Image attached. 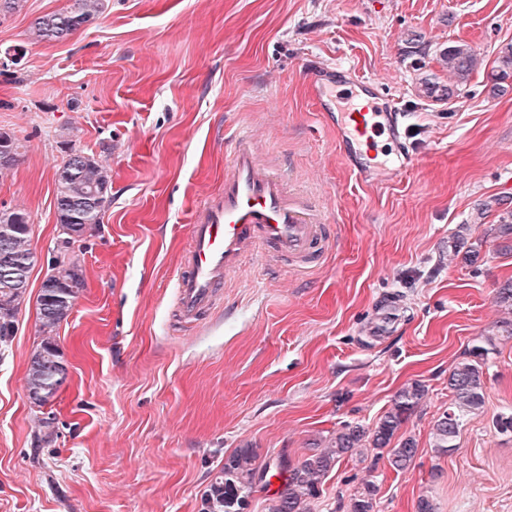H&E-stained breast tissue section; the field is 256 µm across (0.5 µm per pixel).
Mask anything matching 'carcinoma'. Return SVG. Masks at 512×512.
<instances>
[{
  "label": "carcinoma",
  "mask_w": 512,
  "mask_h": 512,
  "mask_svg": "<svg viewBox=\"0 0 512 512\" xmlns=\"http://www.w3.org/2000/svg\"><path fill=\"white\" fill-rule=\"evenodd\" d=\"M104 0H75L67 11L50 13L35 19L30 39L36 42L64 41L89 20L102 13ZM439 64L448 72V83L436 74L420 78L419 95L436 103H447L466 88L476 66L474 51L465 44L450 43L439 49ZM512 79V43L504 45L496 59L491 91H506ZM110 183L107 168L95 157L72 150L55 172V208L57 224L80 235L83 226L99 224L108 203ZM14 225L10 253L34 265L35 254L30 247V225L20 210L1 208L0 226ZM71 236L60 234L57 249L61 256L55 260L58 276L49 279L51 288H43L37 299L39 330L44 339L32 355L26 376L29 396L35 404L46 405L56 396L66 379V368L52 340L56 327L67 318L79 289L84 283L82 264H76L70 254ZM5 267L0 264V343L11 336L13 323L25 300L31 269L20 270L14 280H5ZM512 341V319L502 320L496 333L473 340L448 375L451 402L448 410L436 420L433 448L447 453L457 446L463 421L481 411L485 402V368L497 343ZM426 395L424 385L413 382L402 387L391 406L372 430L361 426H346L332 436L322 448H314L296 464L283 458L279 462L282 483L270 499L268 512H310V503L318 498L323 477L339 459L358 448H373L386 454L397 472L408 469L417 453L412 438H396L402 423L420 405ZM257 454L252 448H237L224 456V466L211 482L203 499V512H246L255 488ZM376 485L368 481L351 500V512H374Z\"/></svg>",
  "instance_id": "1"
}]
</instances>
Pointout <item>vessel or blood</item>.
<instances>
[{
    "label": "vessel or blood",
    "instance_id": "vessel-or-blood-1",
    "mask_svg": "<svg viewBox=\"0 0 512 512\" xmlns=\"http://www.w3.org/2000/svg\"><path fill=\"white\" fill-rule=\"evenodd\" d=\"M340 76L366 96L348 112L339 111L328 91ZM308 81L309 97L321 119L335 128L339 154L357 176H365L367 166L358 160L356 143L373 142L379 135L400 143L401 113L376 81L337 62L310 65ZM398 155L401 169L413 166L412 154L401 143ZM326 220L318 203L291 190L278 170L261 158L250 135L237 132L229 143L223 190L203 200L188 229V247L176 279L180 317L193 323L211 311L242 259L255 251L308 270L332 243Z\"/></svg>",
    "mask_w": 512,
    "mask_h": 512
}]
</instances>
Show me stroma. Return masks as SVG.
Wrapping results in <instances>:
<instances>
[{"mask_svg":"<svg viewBox=\"0 0 512 512\" xmlns=\"http://www.w3.org/2000/svg\"><path fill=\"white\" fill-rule=\"evenodd\" d=\"M74 0H24L0 19V132L23 146L0 173V207L24 210L36 256L0 352V512H201L225 454L298 462L346 425L374 428L405 385L427 394L402 424L414 464L372 449L342 458L311 512H350L364 482L376 512H512V341L486 367L485 404L454 452L430 433L448 373L512 307V87L491 95L512 0H106L67 40L33 21ZM468 44L463 102L419 96L436 52ZM380 81L404 114L413 168L361 179L337 154L305 89L308 62ZM251 130L293 186L329 212L334 247L306 275L246 261L199 327L181 324L176 270L202 199L224 187V133ZM111 175L102 224L76 251L85 272L56 343L67 379L31 403L25 375L42 336L37 297L59 235L56 168L70 150ZM461 235L463 252L448 242ZM394 309L389 335L369 328Z\"/></svg>","mask_w":512,"mask_h":512,"instance_id":"1","label":"stroma"}]
</instances>
